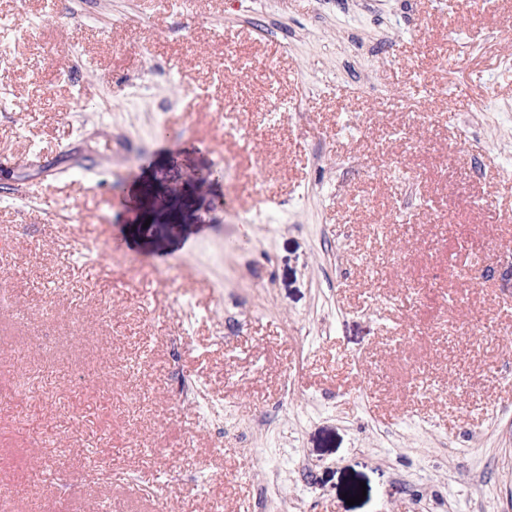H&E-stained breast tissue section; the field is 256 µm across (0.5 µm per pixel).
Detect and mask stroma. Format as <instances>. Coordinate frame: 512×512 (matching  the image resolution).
Segmentation results:
<instances>
[{
    "instance_id": "35a3bbf8",
    "label": "stroma",
    "mask_w": 512,
    "mask_h": 512,
    "mask_svg": "<svg viewBox=\"0 0 512 512\" xmlns=\"http://www.w3.org/2000/svg\"><path fill=\"white\" fill-rule=\"evenodd\" d=\"M0 21L13 512H512V0Z\"/></svg>"
}]
</instances>
